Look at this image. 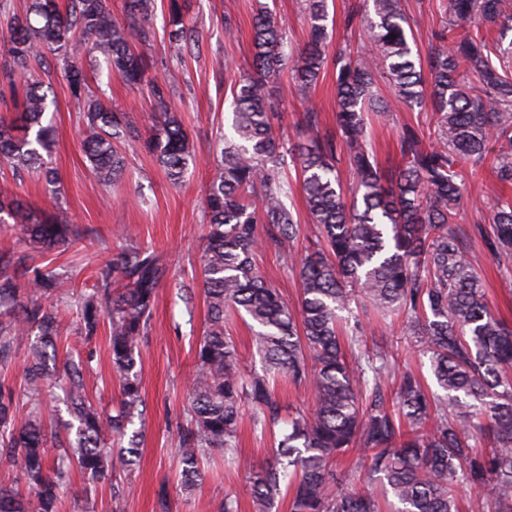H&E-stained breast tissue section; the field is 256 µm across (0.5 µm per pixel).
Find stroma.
I'll list each match as a JSON object with an SVG mask.
<instances>
[{"label": "stroma", "instance_id": "stroma-1", "mask_svg": "<svg viewBox=\"0 0 512 512\" xmlns=\"http://www.w3.org/2000/svg\"><path fill=\"white\" fill-rule=\"evenodd\" d=\"M261 0H185V12L202 33L198 47L176 55L163 32L139 50L150 68L166 77L171 87V104L182 118L197 157L181 184H172L163 170L139 147L121 145L126 174L112 186L101 185L89 169L81 150L80 108L72 100L68 79L58 68L32 70L28 78L46 87L55 106L56 127L51 156L59 173V203L65 215L84 232L71 249L55 252L54 263L67 272L59 294L67 307L62 311L60 351L88 354L92 360L85 372L89 398L111 412L119 399V386L112 378L108 331L100 329L92 344H85L69 304L89 292L96 270L112 258L119 243L115 225H124L130 243L161 254L167 265L155 303L152 328L141 346L144 410L141 417L139 457L132 472L134 489L120 503H113L109 488H99L90 502V512H158L156 493L160 486L170 490V512H220L225 495L237 498L239 512H251L250 470L272 460L276 439L272 434L253 433L249 423L240 429L239 464L226 467L220 453L204 464V480L188 495L178 490L181 466L178 457L179 427L189 407L188 388L195 362L197 342L206 327L207 306L203 289L202 256L207 233L203 210L208 169L216 156L220 135L230 133L232 92L243 76L253 51L252 18ZM405 11L418 21L414 29L417 46L427 50L431 32L444 16L442 0H403ZM91 89L114 110L126 113L141 133H148L158 114L146 87H133L106 73L88 72ZM380 92L388 107L385 120L374 123L372 145L381 165L398 170L401 158L397 138L402 127L416 122L429 125V118L406 108L388 85ZM320 114V129L336 128L334 69L320 75L309 100H301L282 89L274 107V126L289 144L302 142L306 134L300 120L306 107ZM477 207H463L457 226L469 232L467 254L487 288L489 302L512 324V257L492 254L482 235L489 229L493 204L505 189L491 179L487 169L472 177ZM255 264L265 280L276 288L291 308L300 303L297 270L284 267L277 251L262 249ZM367 342L385 339L400 363L409 365L426 383H433L428 358L418 354L407 330L405 315L380 322L363 321Z\"/></svg>", "mask_w": 512, "mask_h": 512}]
</instances>
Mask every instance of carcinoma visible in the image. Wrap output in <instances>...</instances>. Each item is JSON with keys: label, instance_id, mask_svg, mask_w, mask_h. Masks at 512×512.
I'll list each match as a JSON object with an SVG mask.
<instances>
[{"label": "carcinoma", "instance_id": "carcinoma-1", "mask_svg": "<svg viewBox=\"0 0 512 512\" xmlns=\"http://www.w3.org/2000/svg\"><path fill=\"white\" fill-rule=\"evenodd\" d=\"M156 0H126L129 22L112 16L106 0H29L11 17L8 59L0 66V94L9 93L15 117H0V163L13 174L51 187V208L15 197L0 200V224L18 230L23 250H0V369L8 370L26 336L36 337L25 356V415L15 387L0 382V460L18 468L27 492L0 487V512H59L61 491L79 471L85 498L112 486V499L131 491V456L139 432L130 430L144 404L140 343L148 336L158 288L166 274L159 255L125 244L97 271L92 292L73 304L86 342L108 323L118 410L108 416L90 401L84 383L88 360L62 364L68 429L74 437L48 447L41 394L47 361L56 357L62 318L55 297L64 272L47 255L82 232L60 213L58 172L48 158L55 129L47 118L54 101L38 83L22 81L32 65H61L70 95L82 108L81 147L103 185L124 171L119 143H137L174 184L196 163L187 132L169 103L170 87L148 76L135 43L155 36ZM165 33L178 49L199 43L184 5L169 0ZM448 18L435 44L413 49L412 22L401 0H358L343 18L363 27L362 57L347 49L334 56L336 132L319 130V114L303 112L305 143L286 148L272 125V84L289 69L298 95L308 97L327 66L326 0H308V39L297 54L286 50L277 15L259 5L253 15L250 70L233 94L231 128L207 187L208 233L203 288L208 326L196 348L188 414L178 455L180 491L204 477L212 452L233 465L239 453L242 409L253 431H271L282 407L274 386L282 377L308 385L314 410L288 417L273 462L252 472L253 512H272L281 489L289 512H460L461 499L483 490L479 512H512V326L491 307L464 234L453 228L471 199L462 174L475 172L497 151L491 174L512 185V73L494 58L512 54V15L503 0H447ZM104 62L108 73L131 86L147 85L160 120L150 135L94 95L84 67ZM406 107L426 110L433 133L406 126L399 135L404 161L397 174L380 167L370 142V116L386 106L378 79ZM346 161L355 184L343 191L336 165ZM299 177L319 245L296 259L299 220L288 208V170ZM488 246L512 256V200L497 202ZM274 247L283 263L299 266L300 308L293 311L257 272L253 257ZM359 308L382 320L401 311L441 393L410 368L400 367L382 345L369 351L342 312ZM244 315L262 368L244 375L234 339L224 332L233 314ZM394 382L393 396L385 392ZM490 439L484 449L480 439ZM358 452L359 482H376L396 506L352 486L337 461Z\"/></svg>", "mask_w": 512, "mask_h": 512}]
</instances>
